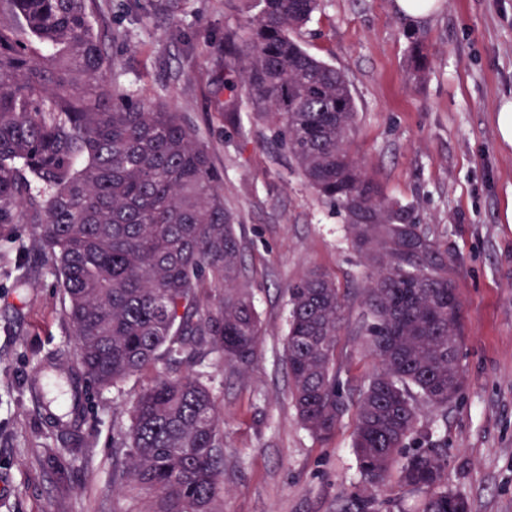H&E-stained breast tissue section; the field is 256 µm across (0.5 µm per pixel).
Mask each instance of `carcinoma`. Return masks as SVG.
I'll list each match as a JSON object with an SVG mask.
<instances>
[{
  "label": "carcinoma",
  "mask_w": 512,
  "mask_h": 512,
  "mask_svg": "<svg viewBox=\"0 0 512 512\" xmlns=\"http://www.w3.org/2000/svg\"><path fill=\"white\" fill-rule=\"evenodd\" d=\"M183 0L135 7L171 16ZM319 0H261L224 52L244 56L246 105L305 182L353 217L348 233L376 265L366 288L370 352L381 364L359 395L352 449L359 481L344 512H382L391 474L419 496L413 510L468 512L448 489L445 448L416 439L417 404L444 411L464 388L461 300L432 245L348 151L356 109L344 74L311 55L299 32ZM99 0H0V232L38 226V244L69 301L77 362L101 386L217 352L246 368L260 326L242 280V245L208 146L178 112L109 84ZM409 69L428 65L424 36L406 32ZM219 291L202 316L199 291ZM285 358L300 424L331 437L346 411L336 381L344 300L313 272L288 289ZM125 470L149 512H222L224 419L200 374L157 373L129 408Z\"/></svg>",
  "instance_id": "1"
}]
</instances>
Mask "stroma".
<instances>
[{"mask_svg": "<svg viewBox=\"0 0 512 512\" xmlns=\"http://www.w3.org/2000/svg\"><path fill=\"white\" fill-rule=\"evenodd\" d=\"M422 23L396 0H321L300 39L352 90L350 149L368 177L406 206L462 301L466 385L445 415L420 407L417 438L448 451V487L470 512H512V0H436ZM256 0H187L172 16L130 9L106 40L113 86L181 112L224 176V203L243 247L242 275L261 326L247 370L202 359L224 416V512H341L357 476L351 451L360 390L378 368L361 329L371 272L340 204L307 187L272 130L222 88L243 63L222 53ZM423 31L428 69L410 74L405 30ZM345 299L336 349L349 407L326 441L300 425L285 363L288 290L309 272ZM27 273L31 287L15 280ZM72 365V327L36 228L0 239V512H147L148 493L114 486L128 409L146 384L90 386L75 439H63L29 386L43 361Z\"/></svg>", "mask_w": 512, "mask_h": 512, "instance_id": "stroma-1", "label": "stroma"}]
</instances>
